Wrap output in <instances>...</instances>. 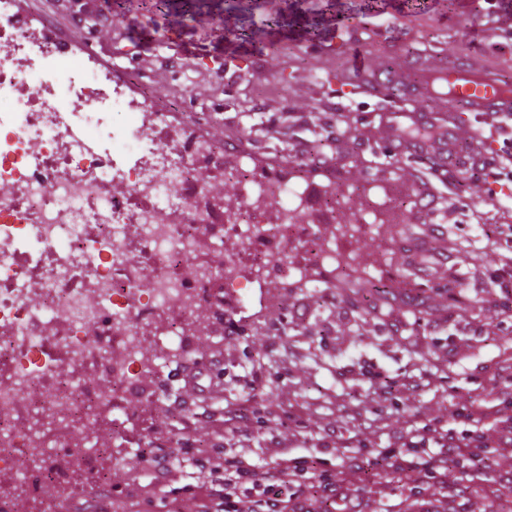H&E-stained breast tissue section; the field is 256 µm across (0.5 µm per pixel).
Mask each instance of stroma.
Wrapping results in <instances>:
<instances>
[{
  "instance_id": "1",
  "label": "stroma",
  "mask_w": 512,
  "mask_h": 512,
  "mask_svg": "<svg viewBox=\"0 0 512 512\" xmlns=\"http://www.w3.org/2000/svg\"><path fill=\"white\" fill-rule=\"evenodd\" d=\"M22 2L54 36L98 43L120 68L114 84L160 115L165 133L157 149L170 150L176 138L202 139L219 148L224 168L275 165L279 179L293 181L315 139L351 127L358 155L325 158L307 177L320 187L347 188L365 178L363 160L391 151L384 100L331 79L349 70L351 55L369 66L381 59L398 66L428 50L512 69V14L502 0H397L395 16L388 0H164L159 8L154 0ZM270 13L278 19L272 27L264 23ZM330 38L345 51L312 52ZM228 43L247 52L226 72L215 60ZM328 109L332 126L314 125V113ZM265 139L287 141L288 155L259 149ZM396 163L404 176L386 181L385 209L395 222L411 219L413 232L402 238L383 224L346 247L353 255L367 249L370 264L383 268L389 293L377 318L361 322L355 289L331 287L329 271L317 267L316 289L266 273L243 309L211 289L183 322L189 354L173 360L160 344L142 341L154 362L141 377L148 401L128 404L123 425L82 437L87 448L149 445L168 464L114 467L101 456L90 467L69 464L40 497L13 499L11 512H42L48 502L68 512H195L193 458L220 444L237 447L243 436L249 463L288 452L326 469L336 495L304 485L309 512H512V447L486 449L481 480L467 485L455 470H439L414 491L386 469L346 472L349 460L366 462L411 430L454 423L474 399L493 397L498 365L512 360V278H493L512 269V248L481 230L512 224V180L494 186L456 165H431L420 148ZM423 183L445 202L441 223L398 206ZM201 359L216 371L196 376ZM247 371L263 375L262 392L250 394L239 382ZM419 374L428 384L405 396L399 382ZM246 400L261 423L239 417ZM189 417L195 425L187 433Z\"/></svg>"
}]
</instances>
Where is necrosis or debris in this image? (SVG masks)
Instances as JSON below:
<instances>
[{
	"mask_svg": "<svg viewBox=\"0 0 512 512\" xmlns=\"http://www.w3.org/2000/svg\"><path fill=\"white\" fill-rule=\"evenodd\" d=\"M55 54L51 37L32 42L20 28H0V183L9 187L0 194V512H9L13 487L38 492L42 472L19 466L31 455L93 464L95 450L76 452L75 438L101 415L120 422L149 366L128 337L165 317L163 342L186 351L177 322L193 314L202 289L218 284L244 298L249 280L238 264L219 272L207 260L211 239L236 238L264 268L288 276L301 269L282 263L279 233L297 234L319 263L338 259L335 244L315 246L311 225L291 223L296 188L258 182L240 215L224 221L204 203L206 141L160 153L148 141L155 120L110 129L113 113L135 103L96 69L50 66ZM35 59L41 69L19 84L20 62ZM65 104L78 109L89 138L111 131L133 164L76 142ZM117 179L126 195H113ZM271 195L283 202L274 227L262 222ZM90 372L110 379L111 390L89 385Z\"/></svg>",
	"mask_w": 512,
	"mask_h": 512,
	"instance_id": "necrosis-or-debris-1",
	"label": "necrosis or debris"
}]
</instances>
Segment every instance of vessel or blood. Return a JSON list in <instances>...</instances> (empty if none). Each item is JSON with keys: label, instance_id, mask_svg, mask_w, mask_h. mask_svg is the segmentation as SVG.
<instances>
[{"label": "vessel or blood", "instance_id": "vessel-or-blood-1", "mask_svg": "<svg viewBox=\"0 0 512 512\" xmlns=\"http://www.w3.org/2000/svg\"><path fill=\"white\" fill-rule=\"evenodd\" d=\"M56 47L58 54L66 58L80 55L98 64L103 61L97 43L91 40L67 38L57 42ZM378 74L375 68L361 69L355 80L360 84H376L381 96L394 87L403 90L399 107L392 113L391 126L398 133L406 124L417 120L413 105L422 99H447L448 120L452 123L462 112H474L483 118L512 113V75L479 64L456 65L442 60L424 68L409 62L389 69L386 81H378Z\"/></svg>", "mask_w": 512, "mask_h": 512}]
</instances>
